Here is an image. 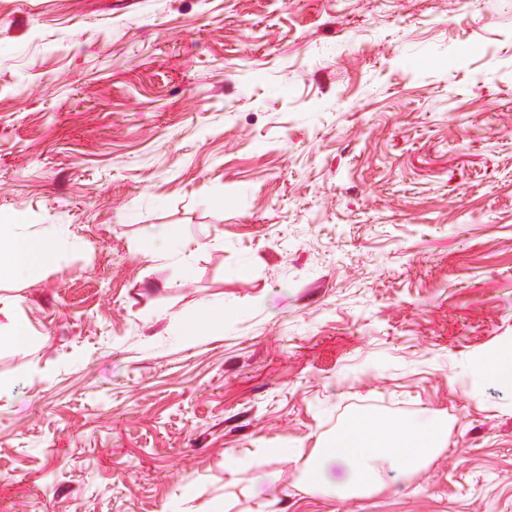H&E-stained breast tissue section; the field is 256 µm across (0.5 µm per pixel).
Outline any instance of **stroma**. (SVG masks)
Instances as JSON below:
<instances>
[{
	"label": "stroma",
	"mask_w": 512,
	"mask_h": 512,
	"mask_svg": "<svg viewBox=\"0 0 512 512\" xmlns=\"http://www.w3.org/2000/svg\"><path fill=\"white\" fill-rule=\"evenodd\" d=\"M0 512H512V0H0ZM185 226L192 276L141 250ZM224 323L193 340L203 306ZM446 420L308 493L353 412ZM19 215L0 216V272L23 278L38 273L55 257L60 239L37 236L23 230ZM223 323V305L213 304L204 308L199 314L184 318L180 324V336L186 339L208 336ZM35 340L34 331L20 316L13 315L6 324H0V345L7 343L15 348L30 347ZM482 370L491 374L504 386L512 387V359L497 358L486 359L482 363ZM442 427L432 419L414 421H355L339 438L315 448L302 482L312 493L348 500L376 488L382 482L378 462L400 473L416 472L433 460L444 446ZM345 469L336 482L331 469Z\"/></svg>",
	"instance_id": "obj_1"
}]
</instances>
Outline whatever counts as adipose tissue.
Listing matches in <instances>:
<instances>
[{
	"label": "adipose tissue",
	"instance_id": "ef3b65f1",
	"mask_svg": "<svg viewBox=\"0 0 512 512\" xmlns=\"http://www.w3.org/2000/svg\"><path fill=\"white\" fill-rule=\"evenodd\" d=\"M60 240L24 231L20 216L0 217V272L23 278L38 273L55 257ZM442 427L432 419L414 421H355L343 435L314 449L303 471L309 492L348 500L376 488L382 481L381 464L401 473L424 468L442 450ZM345 470L342 478L333 467Z\"/></svg>",
	"mask_w": 512,
	"mask_h": 512
}]
</instances>
